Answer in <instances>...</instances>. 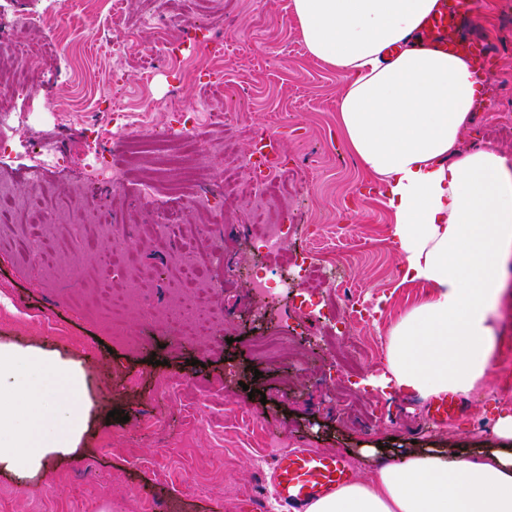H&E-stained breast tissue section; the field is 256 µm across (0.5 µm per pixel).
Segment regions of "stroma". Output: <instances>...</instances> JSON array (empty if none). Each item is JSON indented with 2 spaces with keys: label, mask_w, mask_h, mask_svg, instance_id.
Wrapping results in <instances>:
<instances>
[{
  "label": "stroma",
  "mask_w": 512,
  "mask_h": 512,
  "mask_svg": "<svg viewBox=\"0 0 512 512\" xmlns=\"http://www.w3.org/2000/svg\"><path fill=\"white\" fill-rule=\"evenodd\" d=\"M470 30L487 40L498 76L483 93L492 110L475 109L461 137L462 149L490 146L512 158V0H484ZM150 0H124L126 27L113 29L96 14L75 13L58 24L37 27L28 35L30 50L17 57L0 49V65L25 69L36 90L28 98L0 96L10 116L0 123V140L9 158L0 160V182L16 196H36L41 209L68 205V192L79 188L87 205L106 202L125 216L136 184L105 192L88 176L90 149L108 161L146 175L142 160L112 137L108 99L131 107L152 105V122L162 130L175 124L164 104L177 97L191 108L198 94L193 77L177 64L193 57L206 70L215 42L224 44V98L216 119L200 125L202 143L228 139L249 153L257 141L275 139L288 185V257L269 258L242 233L244 212L228 211L216 227L227 241V287L211 299L228 311L224 343L207 336L177 338L165 317L141 323L126 318L129 348L113 346L112 329L87 315L115 282L99 270L91 253L71 242L73 227L57 225L46 251L63 275L56 287H44L38 260L26 250L38 234L32 212L13 214L14 229L0 239V344L42 349L64 360L82 362L94 417L86 435L87 454L54 458L38 477L20 479L0 473V512H282L267 479L276 449L265 447L271 433L287 434L292 446L336 452L369 479L376 458L366 447L397 452L420 448H499L493 432L502 412L512 413V297L504 300L500 330L502 353L484 391L463 400V414L448 423L432 421L419 395L376 385L386 374L388 329L424 292L418 283L401 284V258L391 241V216L376 184L345 145L336 105L342 76L312 58L292 12V0H223L220 13L192 28L170 21L167 39L139 24ZM56 44L54 54L42 44ZM127 52L124 76L111 85L112 48ZM161 67L144 73V61ZM69 108V122L58 111ZM49 147L64 151L60 166L29 178L35 155ZM195 188L188 183L164 190L162 203L181 213L183 240L198 251L207 243L196 227L209 214L191 209ZM335 254L339 273L366 318L336 325L332 307L341 293L311 294L290 289L278 305L263 307L248 291L253 276L274 271L298 279L303 258ZM266 308L264 321L255 312ZM344 340L330 341L331 328ZM274 334L287 337L281 356L254 359L252 341ZM377 347L362 360L346 393H338L329 373L350 341ZM236 374L225 371L226 364ZM120 410L127 422L109 419Z\"/></svg>",
  "instance_id": "obj_1"
}]
</instances>
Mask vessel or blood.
<instances>
[{
    "label": "vessel or blood",
    "instance_id": "vessel-or-blood-1",
    "mask_svg": "<svg viewBox=\"0 0 512 512\" xmlns=\"http://www.w3.org/2000/svg\"><path fill=\"white\" fill-rule=\"evenodd\" d=\"M472 4L473 0H438L417 36L434 49L469 58L475 78L488 85L495 78L492 50L466 29ZM429 411L437 421L447 422L460 416L462 405L454 395L443 394L430 402ZM354 479L355 470L343 457L311 448L281 451L269 474L274 496L287 512H305L311 501L334 494Z\"/></svg>",
    "mask_w": 512,
    "mask_h": 512
}]
</instances>
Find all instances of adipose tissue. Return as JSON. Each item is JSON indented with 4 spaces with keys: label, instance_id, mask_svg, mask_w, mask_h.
<instances>
[{
    "label": "adipose tissue",
    "instance_id": "adipose-tissue-1",
    "mask_svg": "<svg viewBox=\"0 0 512 512\" xmlns=\"http://www.w3.org/2000/svg\"><path fill=\"white\" fill-rule=\"evenodd\" d=\"M437 0H292L306 49L347 73L336 110L345 143L379 182L402 279L425 286L389 330L388 381L430 398L482 388L500 356L498 309L511 293L512 159L464 151L481 87L461 57L416 37ZM400 44L395 57L385 49ZM92 413L81 363L0 344V471L35 477L51 457L84 455ZM506 448L452 454L370 449V481L306 512H512V414Z\"/></svg>",
    "mask_w": 512,
    "mask_h": 512
}]
</instances>
